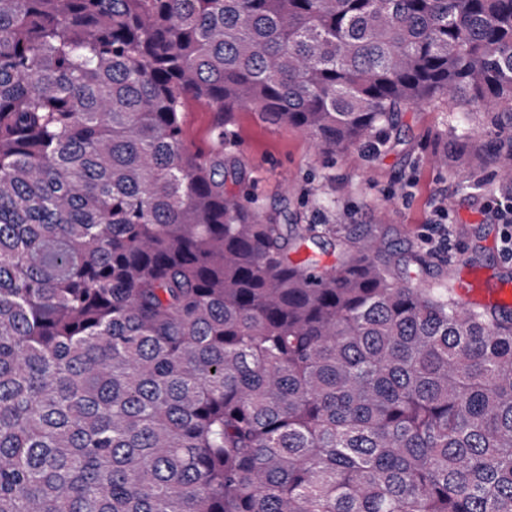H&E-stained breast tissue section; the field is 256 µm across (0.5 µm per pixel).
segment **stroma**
Instances as JSON below:
<instances>
[{"mask_svg": "<svg viewBox=\"0 0 512 512\" xmlns=\"http://www.w3.org/2000/svg\"><path fill=\"white\" fill-rule=\"evenodd\" d=\"M184 120L188 141L206 152L216 124H223L224 156L243 170L238 191L255 207L279 213L280 223L299 234L316 225L317 240L306 241L294 260L333 265L339 236L362 229L390 248L424 255L421 285L439 274L454 284L462 272L481 292L512 280V260L502 251V227L494 218L496 207L512 200V183L496 175L482 147L492 132L483 111H475L465 142L456 138L455 115L441 99L398 113L393 129L336 155L250 108L222 121L208 102L191 100ZM443 222L449 235L440 248L429 227Z\"/></svg>", "mask_w": 512, "mask_h": 512, "instance_id": "obj_1", "label": "stroma"}]
</instances>
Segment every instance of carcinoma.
I'll return each instance as SVG.
<instances>
[{
    "label": "carcinoma",
    "instance_id": "1",
    "mask_svg": "<svg viewBox=\"0 0 512 512\" xmlns=\"http://www.w3.org/2000/svg\"><path fill=\"white\" fill-rule=\"evenodd\" d=\"M440 98L512 129V0H0V512H512V308L292 261L184 128ZM184 120L188 141L208 154L214 144L218 121L215 108L204 100H190L185 107Z\"/></svg>",
    "mask_w": 512,
    "mask_h": 512
}]
</instances>
